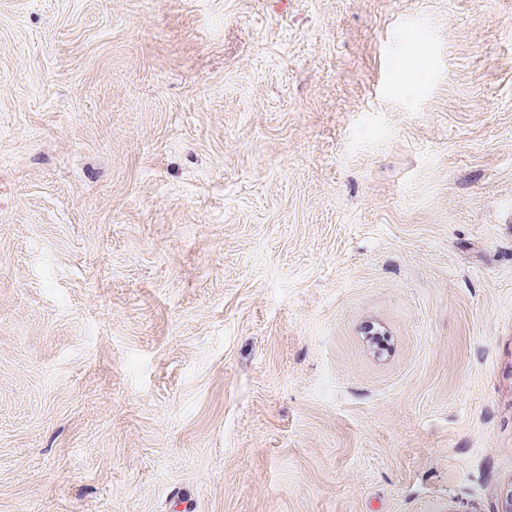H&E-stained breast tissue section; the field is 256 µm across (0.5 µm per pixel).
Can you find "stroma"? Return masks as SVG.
<instances>
[{"instance_id":"35a3bbf8","label":"stroma","mask_w":512,"mask_h":512,"mask_svg":"<svg viewBox=\"0 0 512 512\" xmlns=\"http://www.w3.org/2000/svg\"><path fill=\"white\" fill-rule=\"evenodd\" d=\"M511 484L512 0H0V512Z\"/></svg>"}]
</instances>
